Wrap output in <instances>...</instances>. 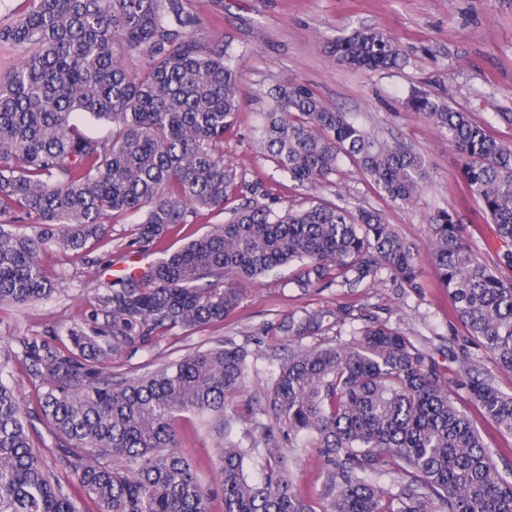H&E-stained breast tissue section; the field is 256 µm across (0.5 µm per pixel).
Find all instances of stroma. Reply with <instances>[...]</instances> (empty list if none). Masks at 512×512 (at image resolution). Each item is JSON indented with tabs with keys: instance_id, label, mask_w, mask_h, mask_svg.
Returning a JSON list of instances; mask_svg holds the SVG:
<instances>
[{
	"instance_id": "obj_1",
	"label": "stroma",
	"mask_w": 512,
	"mask_h": 512,
	"mask_svg": "<svg viewBox=\"0 0 512 512\" xmlns=\"http://www.w3.org/2000/svg\"><path fill=\"white\" fill-rule=\"evenodd\" d=\"M192 9L212 40L231 42L242 56L237 69L241 90L234 128L224 136V157L250 182H261L285 203H298L293 186L261 153L254 136L269 106L268 88L296 82L308 85L328 105L358 112L369 129L397 138L423 156L430 177L414 207L402 208L380 195L355 168L343 165L327 186L313 193L339 205L373 207L407 239L423 243L425 219L434 207L457 211L469 224L484 263H493V225L478 215L461 180L458 155L446 139L408 105L412 91L444 98L490 134L512 145V0H192ZM381 29L402 46L405 60L384 71L364 72L336 64L324 51L327 41L344 32ZM151 252L133 245L130 221L114 224L106 239L87 249L84 258L58 248L41 253L40 263L56 290L47 300L0 305V382L14 390L30 438L45 469L59 480L79 512H99L98 502L83 491L60 461V451L41 411L45 388L22 356V341L57 348L70 344L72 328L82 326L97 296L113 276L146 266ZM295 269L285 266L244 283L242 298L224 320L193 329L162 331L150 344L112 357L106 373L122 382L189 352L230 341L252 353L245 395L265 390L268 371L289 349L336 338L334 313L346 306L355 314L389 321L413 341L432 350L456 380L464 361L495 378L512 394V373L498 370L493 355L479 347L453 317V303L431 264L421 266V293L397 291L386 283L374 288L331 285L303 293L293 288ZM320 314L318 331L291 336L289 317ZM178 451L211 491L210 512H224L220 456L225 440H240L245 423L219 435L208 417L185 413L174 423Z\"/></svg>"
}]
</instances>
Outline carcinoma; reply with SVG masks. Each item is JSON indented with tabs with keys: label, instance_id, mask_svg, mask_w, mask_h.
<instances>
[{
	"label": "carcinoma",
	"instance_id": "1",
	"mask_svg": "<svg viewBox=\"0 0 512 512\" xmlns=\"http://www.w3.org/2000/svg\"><path fill=\"white\" fill-rule=\"evenodd\" d=\"M0 43L21 49L0 76V304L48 298L54 284L38 261L50 246L80 257L110 224L136 215L133 242L148 250L202 212L225 214L203 235L97 297L104 346L82 329L60 350L23 343L47 386L43 415L64 462L101 512H209L210 493L177 451L183 413L209 414L226 430L249 373V352L231 343L198 350L145 375L114 383L109 355L147 344L161 330L227 317L242 283L297 265L302 292L336 280L423 287L428 259L469 335L512 372V146L443 98L410 99L457 152L461 178L500 241L493 265L479 258L468 225L437 207L426 218L425 251L377 209L320 197L296 205L249 183L224 161V134L237 120L239 64L231 43H212L190 0H25ZM339 64L367 71L399 65L395 38L375 29L328 41ZM259 145L298 187L331 182L347 160L392 203L413 205L429 178L425 160L398 139L371 133L360 116L326 104L310 87L269 92ZM78 113L106 121L85 133ZM309 315L288 322L302 336ZM512 436V394L469 369L455 385L401 330L373 320L352 338L299 347L270 371L266 399L246 402L252 423L224 442V512H512L504 473L467 412ZM301 448L321 459L317 497H303L290 464ZM259 477L245 474V465ZM394 477L385 488L380 478ZM0 512H78L33 451L13 390L0 383Z\"/></svg>",
	"mask_w": 512,
	"mask_h": 512
}]
</instances>
